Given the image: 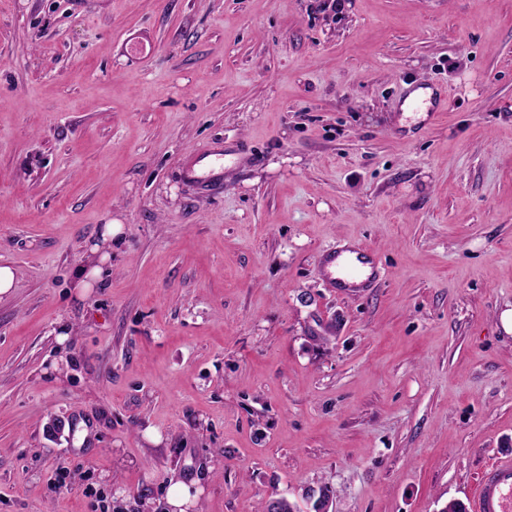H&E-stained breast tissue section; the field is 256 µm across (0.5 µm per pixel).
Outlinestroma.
I'll use <instances>...</instances> for the list:
<instances>
[{"mask_svg":"<svg viewBox=\"0 0 512 512\" xmlns=\"http://www.w3.org/2000/svg\"><path fill=\"white\" fill-rule=\"evenodd\" d=\"M0 261V512L468 501L512 456V0H0ZM229 155L224 148L205 150L188 154L182 162L181 175L191 183L203 189L214 188L224 181L225 156ZM380 264L370 250L361 246H341L322 252L317 270L328 288L343 294L372 288L380 277Z\"/></svg>","mask_w":512,"mask_h":512,"instance_id":"obj_1","label":"stroma"}]
</instances>
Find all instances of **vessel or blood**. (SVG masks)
Masks as SVG:
<instances>
[{
	"mask_svg": "<svg viewBox=\"0 0 512 512\" xmlns=\"http://www.w3.org/2000/svg\"><path fill=\"white\" fill-rule=\"evenodd\" d=\"M224 164V150L191 153L182 162L181 175L188 182L211 189L222 184ZM317 270L329 288L346 295L373 287L380 277L377 257L361 246H341L322 252ZM470 509L512 512V457L493 460L478 476Z\"/></svg>",
	"mask_w": 512,
	"mask_h": 512,
	"instance_id": "1",
	"label": "vessel or blood"
}]
</instances>
